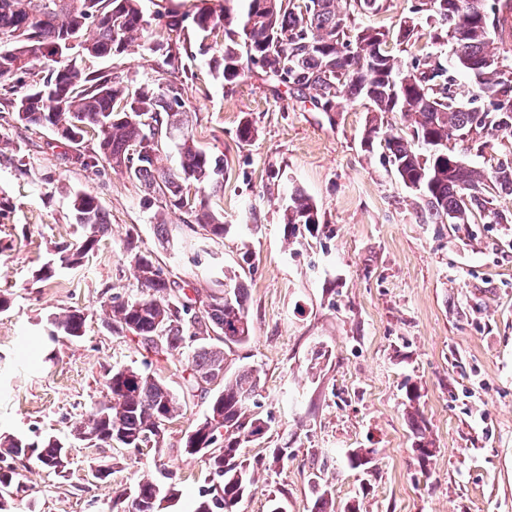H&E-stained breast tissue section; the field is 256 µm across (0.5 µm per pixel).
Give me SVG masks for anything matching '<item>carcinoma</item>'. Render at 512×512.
<instances>
[{
  "instance_id": "cac0c4a2",
  "label": "carcinoma",
  "mask_w": 512,
  "mask_h": 512,
  "mask_svg": "<svg viewBox=\"0 0 512 512\" xmlns=\"http://www.w3.org/2000/svg\"><path fill=\"white\" fill-rule=\"evenodd\" d=\"M143 0H0V80L37 69L41 78L24 92L4 88L17 120L48 127L68 144L84 138L97 141V150L83 155L81 164L96 168L106 162L114 171L136 180L144 200L164 202L166 210L186 214L209 236L222 240L230 225L211 209L210 196L224 185V160L199 147L189 131L183 99L182 55H211L213 78L232 85L256 74L272 88L285 87L309 100L325 114L362 103L369 118L361 148L367 153L381 146L388 165L407 188L419 192L421 217L433 224H489L512 221L494 207L503 191L512 194V160H497L483 168L468 165L463 155L484 151L489 142L510 144L512 110L497 108L491 97L504 85L501 67L512 68V0H414L409 14L390 28L376 27L363 18L389 8L388 0H244L238 16L223 5L203 0L191 13L168 14L153 40L159 54V78L154 88L129 91L116 73L79 66L54 68L45 49L91 28L82 49L97 58L120 55L150 26ZM237 22L242 33L226 28ZM427 41L418 45L419 28ZM410 54L402 66L394 49ZM468 79L463 85L458 75ZM151 115L159 139L149 141V130L138 113ZM414 117L413 125H395L396 115ZM452 132L466 134L447 146ZM171 140L181 157L177 171L158 165L162 142ZM134 145L151 152L140 165H128ZM284 223L290 235L312 232L320 224L316 206L301 193L290 197ZM76 223L85 237L60 248L59 262L75 268L108 231L99 200L87 193L73 197ZM126 252L137 268L138 294L104 302L106 324L129 332L146 348L185 359L186 388L209 393L205 384L223 377L211 394L208 411L186 435L183 448H203V459L214 480L198 497L192 512H238L252 482L251 463L242 448L255 435L268 431L271 419L258 411L261 378L242 367L224 372V346L242 344L252 327L245 307L246 288L241 274L224 276L198 312L176 304L171 282L152 258L136 250ZM85 314L70 310L52 320L69 339L84 335ZM197 340L189 342V337ZM110 400L94 413L98 441L150 435L160 446L165 423L177 416L180 398L149 372L114 366L106 374ZM413 448L422 459L433 456L412 420ZM0 490L17 482L18 472L7 459L34 458L56 469L59 447L53 437L41 440H0ZM178 495L173 484L154 477L141 478L130 506L122 512H162L165 498Z\"/></svg>"
}]
</instances>
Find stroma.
I'll return each instance as SVG.
<instances>
[{
  "mask_svg": "<svg viewBox=\"0 0 512 512\" xmlns=\"http://www.w3.org/2000/svg\"><path fill=\"white\" fill-rule=\"evenodd\" d=\"M144 34L122 56L84 57L92 70L122 74L129 88L153 84L159 57ZM208 58L184 61L192 80L184 100L199 145L223 158V195L211 206L230 224L221 240L155 209L137 181L106 166L80 165L79 149L57 148L51 129L17 121L0 100V436L68 437L72 423L106 402L115 366L147 369L184 391L179 356L146 351L103 321L109 297L137 292L127 240L149 252L164 277L206 293L251 253L243 276L251 338L225 349L226 366L261 377L262 410L272 417L248 443L254 483L240 512H312L315 489L331 512H512V223L423 222L416 194L361 140L367 112L356 104L337 122L287 89L272 92L243 77L214 79ZM257 133L242 144L237 129ZM321 215L318 233L288 235L284 210L292 191ZM96 196L110 224L85 264L38 273L61 244L80 238L74 193ZM87 320L80 340L50 339L48 321L69 310ZM421 397L406 410L405 383ZM184 413L165 426L158 448L72 442L65 476L17 461L21 496L8 512H111L138 478L173 472L181 497L167 512H191L207 481L200 457L182 448L207 402L186 396ZM435 453L419 463L412 422ZM292 453L285 465L272 451ZM374 452V466L354 469L353 450ZM108 464L106 480L94 466Z\"/></svg>",
  "mask_w": 512,
  "mask_h": 512,
  "instance_id": "35a3bbf8",
  "label": "stroma"
}]
</instances>
